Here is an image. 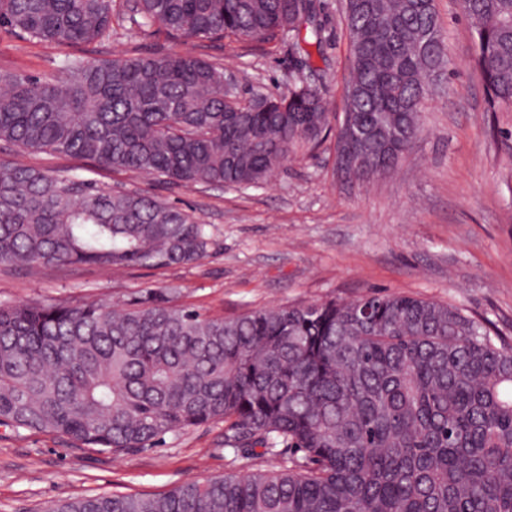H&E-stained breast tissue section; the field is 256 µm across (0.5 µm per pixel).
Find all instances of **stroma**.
Returning a JSON list of instances; mask_svg holds the SVG:
<instances>
[{
    "label": "stroma",
    "mask_w": 512,
    "mask_h": 512,
    "mask_svg": "<svg viewBox=\"0 0 512 512\" xmlns=\"http://www.w3.org/2000/svg\"><path fill=\"white\" fill-rule=\"evenodd\" d=\"M330 112L342 117L350 75L345 0H320ZM450 69L427 98L422 135L391 172L363 183L336 172V140L288 160L269 182L247 190L183 186L81 160L19 152L0 143V161L78 175L101 187L154 195L208 224L214 245L191 265L139 267L0 266V305L67 299L124 305L166 294L211 316L352 300L371 291L451 303L486 320L512 344V112L489 111L473 61V28L460 0H436ZM90 57L191 53L236 74L241 94L285 91L293 59L287 42L173 39L136 27L86 46ZM68 49L0 43V71L49 76ZM287 458H232L223 424L165 437L157 448L112 453L50 433L0 426V512H40L82 494L161 493L190 480L286 466Z\"/></svg>",
    "instance_id": "stroma-1"
}]
</instances>
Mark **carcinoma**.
I'll use <instances>...</instances> for the list:
<instances>
[{
  "label": "carcinoma",
  "instance_id": "cac0c4a2",
  "mask_svg": "<svg viewBox=\"0 0 512 512\" xmlns=\"http://www.w3.org/2000/svg\"><path fill=\"white\" fill-rule=\"evenodd\" d=\"M490 108H512V0H463ZM315 0H0V38L79 48L115 14L173 38L269 43L287 31L288 91L226 97L224 68L190 53L89 58L51 76L0 75V141L173 184L256 187L331 132L312 80ZM344 113L360 182L421 134L446 67L428 0H346ZM208 225L161 199L0 162V263L188 265ZM224 423V449L290 458L279 470L97 494L42 512H512V346L449 303L369 292L212 317L163 299L0 305V426L99 451L151 448Z\"/></svg>",
  "mask_w": 512,
  "mask_h": 512
}]
</instances>
